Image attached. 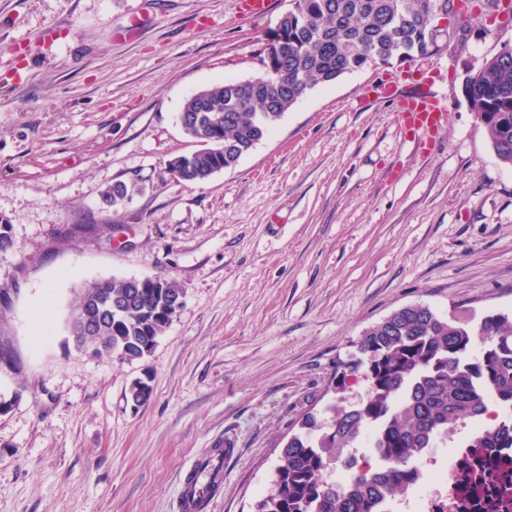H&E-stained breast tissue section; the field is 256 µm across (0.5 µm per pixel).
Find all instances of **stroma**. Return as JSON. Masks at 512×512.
<instances>
[{
    "instance_id": "stroma-1",
    "label": "stroma",
    "mask_w": 512,
    "mask_h": 512,
    "mask_svg": "<svg viewBox=\"0 0 512 512\" xmlns=\"http://www.w3.org/2000/svg\"><path fill=\"white\" fill-rule=\"evenodd\" d=\"M291 7L252 19L235 0H0V216L19 244L0 254V512H177L180 475L226 435L237 453L206 512H254L281 440L331 403L368 327L419 302L512 309V168L462 90L512 28L437 30L438 53L412 66L448 107L430 134L396 114L414 80L371 65L310 90L234 168L172 177L198 148L184 102L258 75ZM148 276L186 291L153 352L78 348L85 286ZM145 373L153 396L135 408L124 391Z\"/></svg>"
}]
</instances>
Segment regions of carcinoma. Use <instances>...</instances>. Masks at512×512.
Returning <instances> with one entry per match:
<instances>
[{"instance_id":"1","label":"carcinoma","mask_w":512,"mask_h":512,"mask_svg":"<svg viewBox=\"0 0 512 512\" xmlns=\"http://www.w3.org/2000/svg\"><path fill=\"white\" fill-rule=\"evenodd\" d=\"M260 52L259 75L205 87L184 103L186 135L202 143L169 163L179 182L204 183L234 168L307 91L368 65L411 62L435 47L433 24L475 17L454 0H292ZM464 96L486 129L498 160L512 166V42L483 60L463 83ZM17 249L0 216V254ZM186 292L159 277L116 278L87 285L72 313L76 341L95 356L146 358L183 309ZM327 391L363 383L364 397L329 420L309 411L284 443L280 464L254 512H378L381 501L410 490L412 462L448 428L467 426L496 400L512 406V312L444 315L423 304L391 312L353 342ZM153 389L136 378L126 399L139 407ZM368 433L385 460L353 475L349 490L327 469ZM478 448L512 444V421L471 435Z\"/></svg>"}]
</instances>
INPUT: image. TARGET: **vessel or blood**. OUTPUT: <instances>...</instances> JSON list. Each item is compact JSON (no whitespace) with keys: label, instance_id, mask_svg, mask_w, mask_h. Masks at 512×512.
Returning <instances> with one entry per match:
<instances>
[{"label":"vessel or blood","instance_id":"1","mask_svg":"<svg viewBox=\"0 0 512 512\" xmlns=\"http://www.w3.org/2000/svg\"><path fill=\"white\" fill-rule=\"evenodd\" d=\"M444 116L443 109L428 97H406L402 100L398 119L411 134L430 132L439 126ZM235 448L232 441L209 449L194 459L186 470L176 501L178 512H203L209 499L206 489L211 483L224 480V461L231 458Z\"/></svg>","mask_w":512,"mask_h":512}]
</instances>
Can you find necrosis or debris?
Listing matches in <instances>:
<instances>
[{
  "label": "necrosis or debris",
  "mask_w": 512,
  "mask_h": 512,
  "mask_svg": "<svg viewBox=\"0 0 512 512\" xmlns=\"http://www.w3.org/2000/svg\"><path fill=\"white\" fill-rule=\"evenodd\" d=\"M410 512H512V448L435 441L414 461Z\"/></svg>",
  "instance_id": "4bbe7bcc"
}]
</instances>
